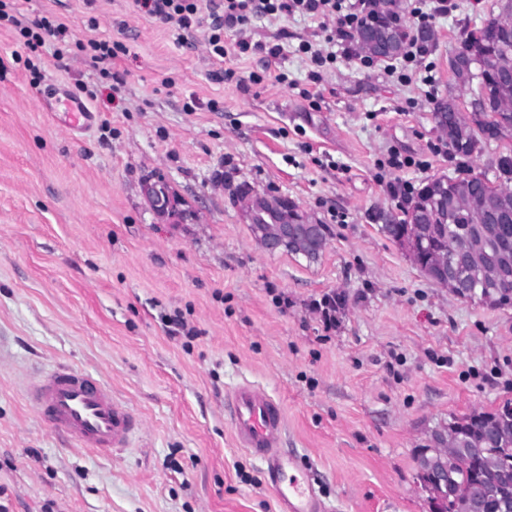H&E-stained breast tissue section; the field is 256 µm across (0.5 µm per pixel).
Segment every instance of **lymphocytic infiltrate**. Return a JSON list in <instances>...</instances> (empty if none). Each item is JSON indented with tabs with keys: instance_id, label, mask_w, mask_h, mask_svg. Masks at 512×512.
Instances as JSON below:
<instances>
[{
	"instance_id": "lymphocytic-infiltrate-1",
	"label": "lymphocytic infiltrate",
	"mask_w": 512,
	"mask_h": 512,
	"mask_svg": "<svg viewBox=\"0 0 512 512\" xmlns=\"http://www.w3.org/2000/svg\"><path fill=\"white\" fill-rule=\"evenodd\" d=\"M143 6L151 17L165 24H175L180 31L189 33L205 29L209 53L219 61L224 60L230 50L224 43L225 29L236 31L238 39L234 48L239 52L251 49L248 24L257 15L300 14L315 19L339 16V27L324 38L328 44L353 38L370 16L368 0H143ZM2 20L18 31L24 46L33 52L41 51L50 43L54 46L55 56L59 57L69 43H76L90 66L105 78L111 77L114 61L122 50L119 44L92 37L72 40L69 25L54 15L29 21L21 12H7L5 0H0Z\"/></svg>"
}]
</instances>
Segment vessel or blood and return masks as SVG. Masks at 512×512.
I'll list each match as a JSON object with an SVG mask.
<instances>
[{
    "label": "vessel or blood",
    "instance_id": "1",
    "mask_svg": "<svg viewBox=\"0 0 512 512\" xmlns=\"http://www.w3.org/2000/svg\"><path fill=\"white\" fill-rule=\"evenodd\" d=\"M28 401L75 444L107 457L126 448L135 431L131 413L113 400L111 389L69 364L45 372L29 390ZM229 413L241 447L263 462L282 512H328L314 485L302 477L297 458L281 448V404L264 389L243 383L230 395Z\"/></svg>",
    "mask_w": 512,
    "mask_h": 512
}]
</instances>
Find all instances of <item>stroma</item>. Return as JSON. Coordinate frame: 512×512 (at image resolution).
<instances>
[{
    "label": "stroma",
    "instance_id": "stroma-1",
    "mask_svg": "<svg viewBox=\"0 0 512 512\" xmlns=\"http://www.w3.org/2000/svg\"><path fill=\"white\" fill-rule=\"evenodd\" d=\"M428 28L433 85L337 57L311 82L297 53L318 23L257 19L260 51L213 60L203 31L150 17L138 0H23L77 38L125 46L113 94L79 50L14 61L0 26V504L8 512H281L264 465L238 446L226 397L240 382L281 403L282 448L331 512H432L419 460L451 418L512 400V305L490 307L428 279L381 229L407 199L387 182L495 179L512 136L464 158L434 119L456 83L453 49L500 11L455 0ZM279 44L283 55L271 56ZM233 70L225 78V70ZM286 73L287 82L274 79ZM96 94L86 130L47 116L59 89ZM322 97L310 104L302 89ZM427 161L392 170L390 150ZM164 177L182 205L156 213ZM245 186L327 225L319 258L269 254L237 201ZM343 306L334 323L319 308ZM180 316L196 338L170 337ZM68 363L103 379L142 421L111 457L70 445L27 403L35 372Z\"/></svg>",
    "mask_w": 512,
    "mask_h": 512
}]
</instances>
